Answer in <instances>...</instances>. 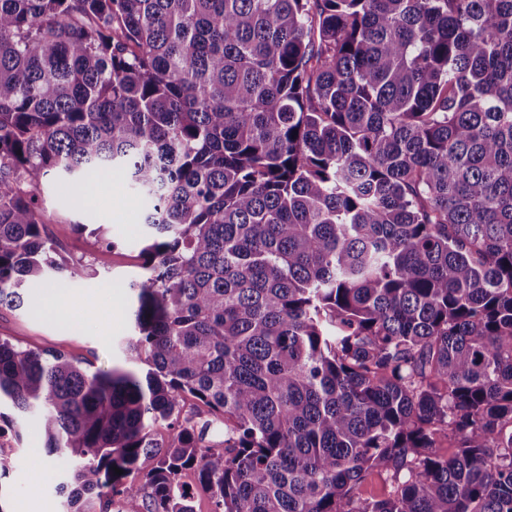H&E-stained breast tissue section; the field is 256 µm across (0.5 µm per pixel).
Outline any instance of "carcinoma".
Segmentation results:
<instances>
[{
    "label": "carcinoma",
    "mask_w": 512,
    "mask_h": 512,
    "mask_svg": "<svg viewBox=\"0 0 512 512\" xmlns=\"http://www.w3.org/2000/svg\"><path fill=\"white\" fill-rule=\"evenodd\" d=\"M117 172L145 377L0 336L63 512H512V0H0V309Z\"/></svg>",
    "instance_id": "1"
}]
</instances>
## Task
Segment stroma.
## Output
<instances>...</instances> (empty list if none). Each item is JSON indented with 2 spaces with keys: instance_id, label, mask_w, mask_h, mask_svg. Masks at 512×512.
Instances as JSON below:
<instances>
[{
  "instance_id": "1",
  "label": "stroma",
  "mask_w": 512,
  "mask_h": 512,
  "mask_svg": "<svg viewBox=\"0 0 512 512\" xmlns=\"http://www.w3.org/2000/svg\"><path fill=\"white\" fill-rule=\"evenodd\" d=\"M46 232L57 253L88 265L87 275L67 288L47 278L32 290L27 311L0 312V336L22 345L58 351L109 368L123 364L118 342L129 333L124 313L127 283L142 275L138 252L142 246V215L147 201L119 175L93 177L89 187L74 189L68 179L49 177L42 188ZM104 224L113 242L106 248L71 228L72 222ZM9 473L0 480V507L24 512L39 501L40 512H62L55 493L58 468L44 450V438L35 422H28L7 454Z\"/></svg>"
}]
</instances>
